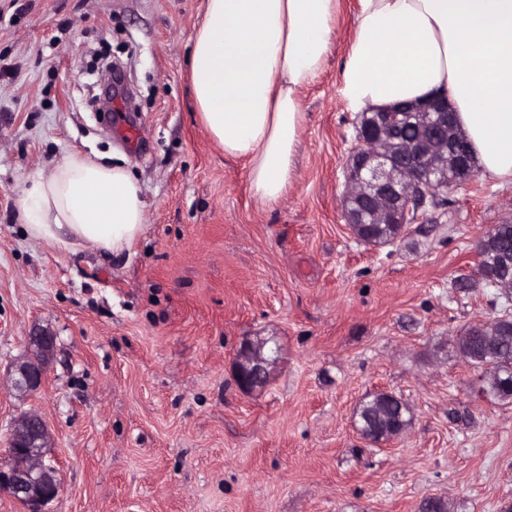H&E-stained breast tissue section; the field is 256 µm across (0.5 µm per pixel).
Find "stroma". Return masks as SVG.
<instances>
[{
  "mask_svg": "<svg viewBox=\"0 0 512 512\" xmlns=\"http://www.w3.org/2000/svg\"><path fill=\"white\" fill-rule=\"evenodd\" d=\"M355 0L303 92L280 205L250 192L195 118L186 56L205 0H0V457L23 411L45 419L61 491L51 512H450L512 505V400L478 397L456 340L491 320L477 244L512 220V183L473 176L385 246L342 212L358 115L342 94ZM117 64L128 98L93 105ZM81 152L123 159L146 225L118 257L60 252L15 220L26 175ZM37 330L48 381L2 370ZM276 341L269 383L241 392L249 338ZM379 391L411 412L373 445L356 410Z\"/></svg>",
  "mask_w": 512,
  "mask_h": 512,
  "instance_id": "obj_1",
  "label": "stroma"
}]
</instances>
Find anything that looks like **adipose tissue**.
I'll use <instances>...</instances> for the list:
<instances>
[{
  "instance_id": "ef3b65f1",
  "label": "adipose tissue",
  "mask_w": 512,
  "mask_h": 512,
  "mask_svg": "<svg viewBox=\"0 0 512 512\" xmlns=\"http://www.w3.org/2000/svg\"><path fill=\"white\" fill-rule=\"evenodd\" d=\"M338 0H206L191 39L200 124L247 159L263 205L288 195L305 123L301 94L336 36ZM342 73L355 111L443 94L480 175L512 182V0H356ZM140 182L121 163L73 153L31 173L17 200L27 237L60 251H130L145 224Z\"/></svg>"
}]
</instances>
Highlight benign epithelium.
<instances>
[{"label":"benign epithelium","mask_w":512,"mask_h":512,"mask_svg":"<svg viewBox=\"0 0 512 512\" xmlns=\"http://www.w3.org/2000/svg\"><path fill=\"white\" fill-rule=\"evenodd\" d=\"M415 122L421 134L401 142L400 122ZM343 215L355 237L366 224H401L418 221L413 197L437 199L449 188L472 176L448 103L436 99L395 109L372 110L357 126L355 145L343 167ZM34 357L8 367L12 387L23 395L41 390L47 382V364L55 337L40 332L29 338ZM280 349L268 338L245 341L235 358L238 387L250 393L265 386ZM49 429L40 414L28 411L14 422L7 437L6 459L0 460V495L24 507V512H47L57 498L61 482L54 458L48 455Z\"/></svg>","instance_id":"benign-epithelium-1"}]
</instances>
